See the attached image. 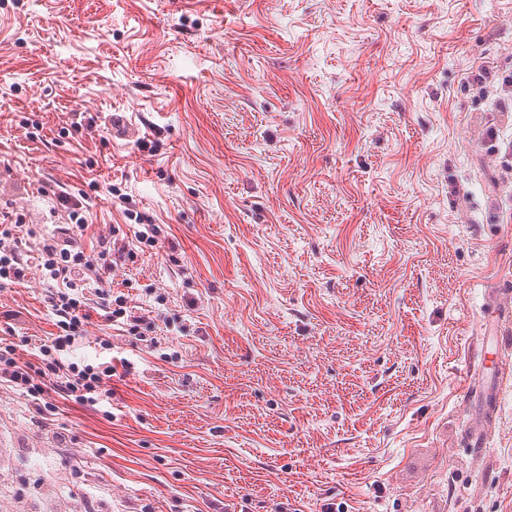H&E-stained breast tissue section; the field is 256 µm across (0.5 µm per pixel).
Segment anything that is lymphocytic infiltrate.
Returning a JSON list of instances; mask_svg holds the SVG:
<instances>
[{
  "label": "lymphocytic infiltrate",
  "instance_id": "lymphocytic-infiltrate-1",
  "mask_svg": "<svg viewBox=\"0 0 512 512\" xmlns=\"http://www.w3.org/2000/svg\"><path fill=\"white\" fill-rule=\"evenodd\" d=\"M60 205L69 206V224L43 239L37 254L43 278L48 285L49 301L55 316L56 331L38 348V364L20 361L14 346H0V378L26 393L31 400L41 402L49 393L82 407H94L110 400L106 382L117 371H131L128 359L100 363L69 361L83 327L89 320L88 297L96 295L105 321L123 328L136 340H145L141 330L144 318L127 304L125 296L114 295L107 282L115 266L133 260L137 249L156 248L161 241L159 225L148 223L137 212L132 199L120 195L125 205L124 217L136 221L133 239L101 237L98 247L85 251L78 242L89 228L88 220L79 208L70 207L68 193L57 197ZM22 222L0 225V286L19 282L25 276L22 254Z\"/></svg>",
  "mask_w": 512,
  "mask_h": 512
}]
</instances>
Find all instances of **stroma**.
<instances>
[{
    "instance_id": "stroma-1",
    "label": "stroma",
    "mask_w": 512,
    "mask_h": 512,
    "mask_svg": "<svg viewBox=\"0 0 512 512\" xmlns=\"http://www.w3.org/2000/svg\"><path fill=\"white\" fill-rule=\"evenodd\" d=\"M512 0H0V212L161 225L108 412L0 382V512H512ZM148 150H138L139 142ZM42 273L0 288L34 361Z\"/></svg>"
}]
</instances>
